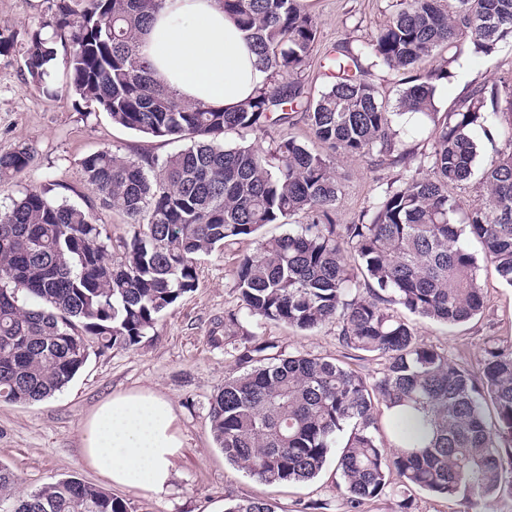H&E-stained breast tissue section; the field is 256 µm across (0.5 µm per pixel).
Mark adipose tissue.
Masks as SVG:
<instances>
[{"mask_svg":"<svg viewBox=\"0 0 512 512\" xmlns=\"http://www.w3.org/2000/svg\"><path fill=\"white\" fill-rule=\"evenodd\" d=\"M157 78L178 98L237 108L265 81L236 21L217 0H165L143 37ZM183 446L170 401L148 388L99 403L81 429L84 461L112 486L166 493Z\"/></svg>","mask_w":512,"mask_h":512,"instance_id":"adipose-tissue-1","label":"adipose tissue"}]
</instances>
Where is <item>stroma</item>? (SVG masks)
I'll list each match as a JSON object with an SVG mask.
<instances>
[{"label": "stroma", "instance_id": "35a3bbf8", "mask_svg": "<svg viewBox=\"0 0 512 512\" xmlns=\"http://www.w3.org/2000/svg\"><path fill=\"white\" fill-rule=\"evenodd\" d=\"M399 0H306L318 33L301 79L309 98H316L332 83L325 59L337 43L352 48L366 44L398 9ZM52 0H0V30L14 34L11 49L0 55V154L24 146L33 155L25 176L0 187V204L21 197L33 185L53 182L55 193L82 203L87 193L81 181V161L102 149L161 157L183 149V142L147 136L113 124L104 112L88 111L75 97L58 92L45 96L30 82L24 68L27 34L49 17ZM512 78V42L502 43L488 57L462 56L451 77L440 80L436 105L451 110L474 85H493ZM415 119L404 116L395 128L407 163L393 157L370 155L347 158L334 155L341 193L334 218L340 224L369 223L370 208L388 187L402 184L415 174L431 151L426 137L414 134ZM294 137L318 148L302 117L293 124L269 125L254 130H229L225 144L268 148L272 140ZM256 239V238H255ZM255 239L200 256L197 285L183 295L158 321L153 331L128 349L102 350L91 346L83 369L60 392L44 401L25 405L0 402V463L19 477L22 490L67 477L100 484L101 479L83 460L81 426L100 401L112 394L142 387L168 398L184 440L175 462L172 487L155 496L142 490L116 489L128 512H224L228 498H266L277 512H310L312 505L326 504V512H355L340 490L342 483L335 461H328L313 480L302 485H267L227 463L216 446L209 423L213 397L224 386L225 374L233 372L244 346V334L277 343L289 353L337 357L343 352L339 329L328 324L301 332L284 324L241 318L243 336L224 335V320L239 312L234 270ZM481 279L486 302L483 311L468 322L448 327L409 316L420 341L444 349L450 360L477 362L485 347L512 345V287L501 283L490 265H482ZM401 498L387 490L356 512H464L460 500H446L427 492H414L408 510Z\"/></svg>", "mask_w": 512, "mask_h": 512}]
</instances>
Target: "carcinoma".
<instances>
[{
	"label": "carcinoma",
	"instance_id": "obj_1",
	"mask_svg": "<svg viewBox=\"0 0 512 512\" xmlns=\"http://www.w3.org/2000/svg\"><path fill=\"white\" fill-rule=\"evenodd\" d=\"M162 2L54 0L49 19L28 33L25 68L42 91L61 67L62 88L91 111L187 145L163 158L118 149L86 156L84 207L58 200L48 184L0 206V401L53 396L84 367L91 339L104 349L135 346L196 288L199 255L305 214L309 223L239 260L234 286L246 315L300 331L334 322L346 352L378 356L384 367L366 377L339 358L286 354L269 341L243 347L239 372L224 377L209 411L225 460L268 485L304 482L338 448L353 509L394 477L404 494L460 498L470 512L512 496V347L486 349L471 370L419 342L394 310L446 325L482 312L478 258L460 245L466 231L512 287V150L483 170L476 200L464 205L451 193L474 174L476 130L491 135L501 104L512 112V80L471 88L442 116L434 84L466 50L488 56L512 41V0H403L363 52L333 48L335 81L314 101L298 78L317 36L303 0H220L267 74L230 112L179 100L154 79L141 36ZM363 53L393 71L434 55L442 64L406 87L392 111ZM301 108L316 140L358 158L394 154L396 120L425 116L428 173L387 190L370 223L335 224L340 186L326 155L293 137L264 152L219 140L227 130L288 124ZM31 162L25 147L0 154V181ZM99 208L125 215L133 236L104 234ZM16 507L127 512L122 498L73 477L22 492L0 464V512ZM224 512H276V504L233 499Z\"/></svg>",
	"mask_w": 512,
	"mask_h": 512
}]
</instances>
